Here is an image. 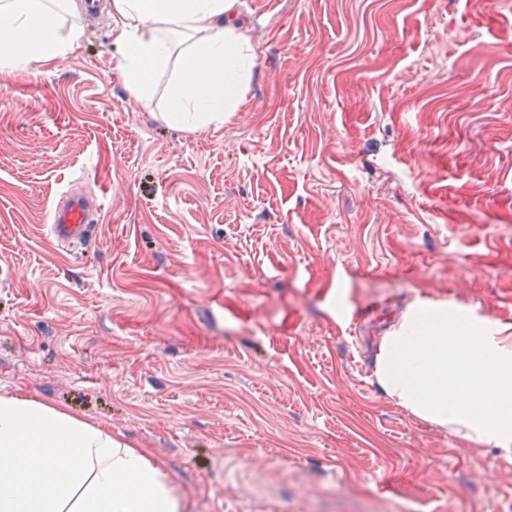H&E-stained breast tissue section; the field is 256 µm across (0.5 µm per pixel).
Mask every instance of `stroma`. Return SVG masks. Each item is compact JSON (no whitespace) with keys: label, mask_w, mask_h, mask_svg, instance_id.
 Listing matches in <instances>:
<instances>
[{"label":"stroma","mask_w":512,"mask_h":512,"mask_svg":"<svg viewBox=\"0 0 512 512\" xmlns=\"http://www.w3.org/2000/svg\"><path fill=\"white\" fill-rule=\"evenodd\" d=\"M108 5L0 71V395L148 451L191 512H512V453L372 377L415 299L512 326V0H242L238 112L114 78ZM105 196L84 243L48 216Z\"/></svg>","instance_id":"1"}]
</instances>
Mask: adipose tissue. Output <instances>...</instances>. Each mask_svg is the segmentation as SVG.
Returning a JSON list of instances; mask_svg holds the SVG:
<instances>
[{"label":"adipose tissue","instance_id":"obj_1","mask_svg":"<svg viewBox=\"0 0 512 512\" xmlns=\"http://www.w3.org/2000/svg\"><path fill=\"white\" fill-rule=\"evenodd\" d=\"M237 0H112L115 76L152 99L168 75L163 118L186 132L237 111L255 68ZM0 0V69L29 73L81 36L61 7ZM182 64L171 69L173 56ZM373 376L413 416L473 444L512 451V329L475 309L413 301L382 336ZM169 475L121 434L66 411L0 396V512H188Z\"/></svg>","mask_w":512,"mask_h":512}]
</instances>
